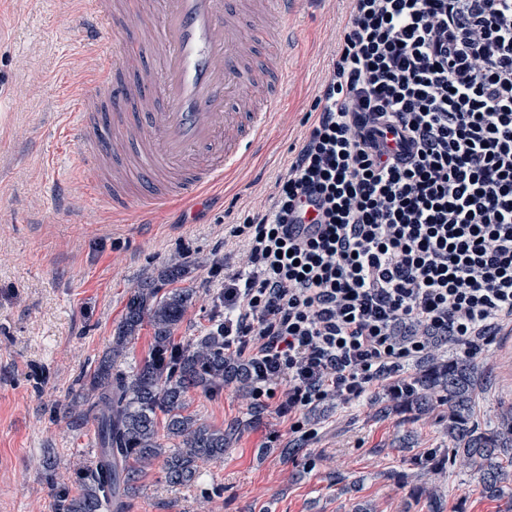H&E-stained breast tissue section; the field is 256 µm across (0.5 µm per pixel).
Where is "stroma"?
<instances>
[{"label": "stroma", "instance_id": "35a3bbf8", "mask_svg": "<svg viewBox=\"0 0 512 512\" xmlns=\"http://www.w3.org/2000/svg\"><path fill=\"white\" fill-rule=\"evenodd\" d=\"M74 0H0V512H54L50 487L77 486L97 453L92 429L75 430L65 406L76 381L112 344L137 284L172 259L194 262L188 282L196 300L175 333L179 343L211 324L225 269L241 263L224 230L240 218L239 201L254 183L273 180L297 142L309 88L327 58L323 45L339 32L333 0L301 17L285 65L286 123L248 171H236L191 204L155 214L150 224H116L96 204L61 206L56 181L75 177V152L52 130L66 109L52 82L78 66ZM485 360L478 423L512 406V334L496 336ZM253 399L238 384L192 408L211 424L235 428L222 460L200 467L196 487L169 485L154 463L127 512H505L485 497L473 474L446 466L443 496L431 504L415 478L418 458L446 448V406L418 416L385 390L359 402L329 400L307 415L316 431L289 430L279 400L249 422ZM57 462L46 479L43 462ZM346 482H337V474Z\"/></svg>", "mask_w": 512, "mask_h": 512}]
</instances>
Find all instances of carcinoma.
Masks as SVG:
<instances>
[{
	"mask_svg": "<svg viewBox=\"0 0 512 512\" xmlns=\"http://www.w3.org/2000/svg\"><path fill=\"white\" fill-rule=\"evenodd\" d=\"M191 272V262L171 260L156 277L141 281L127 300L110 351L79 382L67 413L74 426H93L98 453L80 476L78 492L54 485L55 512H125L142 473L155 461L162 460L167 483L188 488L199 478V463L224 458L233 433L200 422L189 411L191 395L210 396L231 382L247 388L248 370L224 354L219 318L203 335L174 342L195 298L194 289L177 283ZM163 285L174 289L163 293ZM146 324L152 330L149 357L130 375L115 370ZM483 379V366L474 357L433 358L408 375L411 392L397 401L420 414L435 404L448 406L453 463L472 471L483 493L506 500V512H512V408L479 426L474 414Z\"/></svg>",
	"mask_w": 512,
	"mask_h": 512,
	"instance_id": "1",
	"label": "carcinoma"
}]
</instances>
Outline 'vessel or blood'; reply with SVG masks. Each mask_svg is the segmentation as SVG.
Masks as SVG:
<instances>
[{
    "label": "vessel or blood",
    "instance_id": "b4317fda",
    "mask_svg": "<svg viewBox=\"0 0 512 512\" xmlns=\"http://www.w3.org/2000/svg\"><path fill=\"white\" fill-rule=\"evenodd\" d=\"M311 0H158L160 60L139 70L135 31L148 19L128 0H81L83 51H102L88 90L68 92L57 140L83 178L77 191L124 224L196 200L286 119L291 76L282 60ZM138 73L137 84L127 81ZM118 135L104 137L102 115Z\"/></svg>",
    "mask_w": 512,
    "mask_h": 512
}]
</instances>
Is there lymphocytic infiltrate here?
Masks as SVG:
<instances>
[{
	"mask_svg": "<svg viewBox=\"0 0 512 512\" xmlns=\"http://www.w3.org/2000/svg\"><path fill=\"white\" fill-rule=\"evenodd\" d=\"M299 146L228 237L224 352L300 415L512 333V0H338ZM320 219L294 220L302 198Z\"/></svg>",
	"mask_w": 512,
	"mask_h": 512,
	"instance_id": "lymphocytic-infiltrate-1",
	"label": "lymphocytic infiltrate"
}]
</instances>
